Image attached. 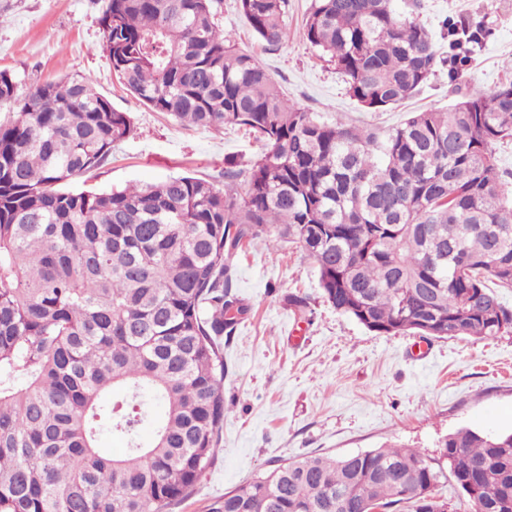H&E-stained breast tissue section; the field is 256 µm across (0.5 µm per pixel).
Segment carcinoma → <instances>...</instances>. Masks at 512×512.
<instances>
[{
  "label": "carcinoma",
  "mask_w": 512,
  "mask_h": 512,
  "mask_svg": "<svg viewBox=\"0 0 512 512\" xmlns=\"http://www.w3.org/2000/svg\"><path fill=\"white\" fill-rule=\"evenodd\" d=\"M259 41L288 36L287 0H237ZM421 0H311L307 42L362 108L383 111L441 70L459 85L482 23L432 32ZM216 0H106L117 81L186 126H245L264 154L227 191L177 175L122 190L52 189L133 132L90 76L19 82L0 70V512H166L220 451L224 349L248 312L234 256L264 235L312 259L323 298L378 335L496 338L512 309V198L494 145L512 140V80L388 128L328 122L216 21ZM242 189H237V185ZM120 389L123 398L107 394ZM156 421L150 444L140 428ZM108 432L126 453L98 447ZM440 457L388 445L283 460L211 512H512V433L461 428Z\"/></svg>",
  "instance_id": "obj_1"
}]
</instances>
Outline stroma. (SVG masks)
<instances>
[{
	"instance_id": "stroma-1",
	"label": "stroma",
	"mask_w": 512,
	"mask_h": 512,
	"mask_svg": "<svg viewBox=\"0 0 512 512\" xmlns=\"http://www.w3.org/2000/svg\"><path fill=\"white\" fill-rule=\"evenodd\" d=\"M310 0H289L288 36L267 47L234 0H222L219 23L241 51L256 56L288 99L326 119L389 127L420 109L448 107L461 96L512 79V0H423L422 17H471L493 32L459 86L431 79L403 105L367 112L335 70L303 37ZM105 0H0V70L22 86L89 76L113 106L127 112L132 135L108 161L69 187L122 189L191 174L224 187L227 163L248 167L265 151L242 126L186 128L152 111L117 82L99 17ZM235 292L248 313L223 337L224 427L221 450L193 491L169 512H210L224 492L266 474L284 459L342 457L389 444L440 456L448 434L470 428L512 431V333L490 339L381 336L327 303L311 259L292 245L253 241L234 260ZM292 293L307 295L311 319L295 316Z\"/></svg>"
}]
</instances>
